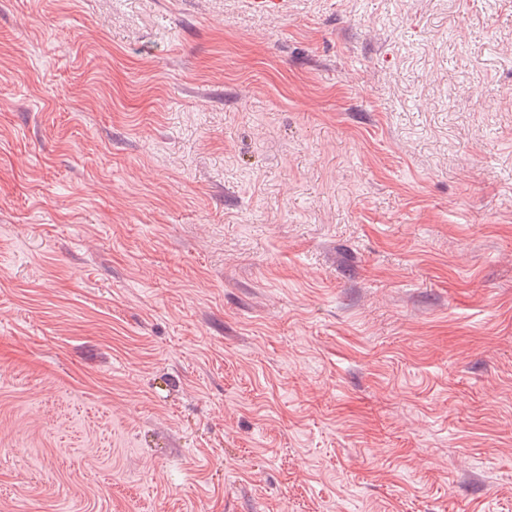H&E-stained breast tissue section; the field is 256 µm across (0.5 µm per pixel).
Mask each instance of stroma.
I'll use <instances>...</instances> for the list:
<instances>
[{
	"label": "stroma",
	"mask_w": 512,
	"mask_h": 512,
	"mask_svg": "<svg viewBox=\"0 0 512 512\" xmlns=\"http://www.w3.org/2000/svg\"><path fill=\"white\" fill-rule=\"evenodd\" d=\"M0 512H512V0H0Z\"/></svg>",
	"instance_id": "35a3bbf8"
}]
</instances>
